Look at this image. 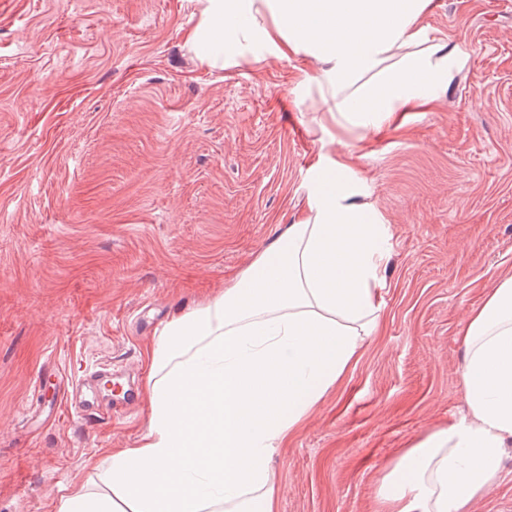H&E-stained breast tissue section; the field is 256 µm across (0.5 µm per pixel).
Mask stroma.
Instances as JSON below:
<instances>
[{
  "label": "stroma",
  "mask_w": 512,
  "mask_h": 512,
  "mask_svg": "<svg viewBox=\"0 0 512 512\" xmlns=\"http://www.w3.org/2000/svg\"><path fill=\"white\" fill-rule=\"evenodd\" d=\"M196 0H0V512L103 488L148 426L158 325L217 296L303 212L319 155L386 225L379 328L270 468L275 512H374L391 456L465 412L461 331L512 275V0H434L470 56L376 134L333 124L301 57L201 65ZM134 394L35 424L99 363ZM49 372L38 388L41 372ZM473 512H512V447Z\"/></svg>",
  "instance_id": "stroma-1"
}]
</instances>
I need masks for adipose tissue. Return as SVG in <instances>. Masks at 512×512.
<instances>
[{
	"instance_id": "obj_1",
	"label": "adipose tissue",
	"mask_w": 512,
	"mask_h": 512,
	"mask_svg": "<svg viewBox=\"0 0 512 512\" xmlns=\"http://www.w3.org/2000/svg\"><path fill=\"white\" fill-rule=\"evenodd\" d=\"M201 64L305 57L333 123L366 131L445 93L468 63L423 23L433 0H198ZM328 160L306 214L215 298L176 312L148 353V428L111 453L107 489L71 487L58 512H273L268 461L377 329L386 227ZM465 414L388 459L377 512H469L512 447V277L463 331Z\"/></svg>"
}]
</instances>
